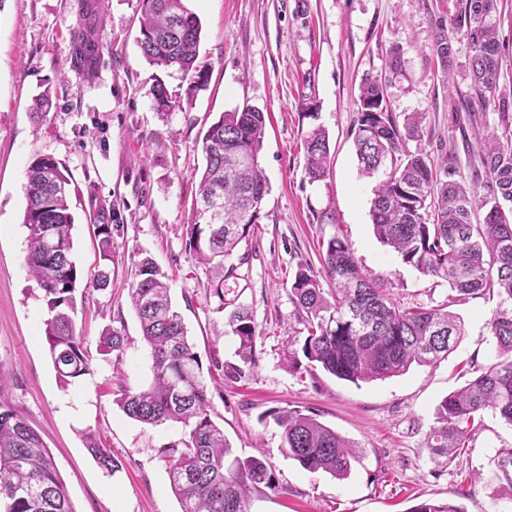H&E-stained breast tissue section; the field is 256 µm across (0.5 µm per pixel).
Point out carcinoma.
<instances>
[{
    "label": "carcinoma",
    "instance_id": "obj_1",
    "mask_svg": "<svg viewBox=\"0 0 512 512\" xmlns=\"http://www.w3.org/2000/svg\"><path fill=\"white\" fill-rule=\"evenodd\" d=\"M456 2L451 27L437 25L434 52L443 74H448L454 57L448 30L464 32L470 48V120L482 126V110L494 103L502 108L499 128L483 126L479 132L472 172L487 194L478 195L463 179L454 154L434 162L421 150L405 148L406 140L420 137L422 117L411 115L398 123L385 101L383 75L370 76L362 84L352 132L362 176L374 177L385 164L393 169L380 180L371 200L376 238L393 248L403 263L446 280L448 303L398 305L363 274L349 247L333 236L326 242L321 270L300 265L293 275L290 296L307 336L301 352L288 356L294 369L303 357L311 369L352 383L399 376L414 363L430 365L447 356L465 334L450 306L496 292L500 303L488 323L494 357L479 375L441 401L437 425L427 434L429 453L450 459L466 448L481 413L490 411L512 426V113L499 89L498 0ZM201 38L200 19L184 0H141L137 43L142 55L152 64L176 69L184 79L193 78V89L205 83V72L196 65ZM99 56L94 30L77 28L72 34V67L92 76ZM151 95L161 112L174 103L160 82ZM265 129V112L246 106L222 113L202 137L205 167L194 206L219 196L221 220L204 224L194 214L186 235L197 262L213 272L214 294L221 300L224 261L257 223L269 191L259 165ZM303 148L308 178L326 177V130L312 129ZM70 186L67 169L52 156L35 159L27 169L26 263L43 291L49 311L45 340L65 384L90 371L87 348L73 320L83 274L74 259ZM97 229L101 260L110 261L112 225L99 224ZM129 298L150 349L152 378L136 390L119 386L114 403L140 423L171 421L186 428L179 441L164 448L180 512H249L252 495L276 488L274 473L259 457L233 455L224 430L211 418L200 356L172 305L165 275L151 258L137 263ZM229 325L238 351L252 348L250 312L243 307L233 310ZM103 344L119 353L125 337L108 329ZM271 417L283 429L286 454L304 469L340 480L360 462L355 446L316 418L295 408L275 411ZM87 448L107 473L121 469L111 450L91 434ZM485 481L498 501L512 505V447L497 450ZM0 507L3 512H74L42 438L1 400Z\"/></svg>",
    "mask_w": 512,
    "mask_h": 512
}]
</instances>
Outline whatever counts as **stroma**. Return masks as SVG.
I'll list each match as a JSON object with an SVG mask.
<instances>
[{
  "instance_id": "obj_1",
  "label": "stroma",
  "mask_w": 512,
  "mask_h": 512,
  "mask_svg": "<svg viewBox=\"0 0 512 512\" xmlns=\"http://www.w3.org/2000/svg\"><path fill=\"white\" fill-rule=\"evenodd\" d=\"M140 0H105L87 19L81 0H0V399L22 415L52 453L75 512H179L164 447L179 440L177 423L150 426L113 402L124 384L151 378L150 350L128 300L136 262L151 256L168 274L170 295L200 355L211 416L235 455L270 464L277 487L253 497L249 512H410L418 503L459 512H502L480 479L512 426L491 413L455 460L431 458L426 438L440 402L467 383L461 371L489 363L488 321L499 299L486 295L455 307L465 334L447 359L403 375L358 384L288 365L300 325L289 296L298 265L320 266L323 243L339 236L364 273L401 306L436 305L445 280L404 264L373 234L376 180L361 176L352 128L360 87L385 72L398 48L400 68L386 84L397 117L424 116L420 139L407 141L437 161L455 153L470 177L479 150L465 106L469 44L454 38L455 61L442 76L433 51L436 24L455 0H187L202 23L203 89L142 56ZM94 23L100 60L93 80L73 69L74 30ZM176 104L158 112L156 83ZM49 93L51 106L34 113ZM255 105L267 114L259 161L270 189L248 237L226 260L224 294L187 245L191 191L204 166L201 138L221 113ZM329 134L331 168L320 181L305 173L303 139ZM49 155L71 175L72 230L83 274L99 262L97 211L112 226L110 284L88 291L76 317L91 359L89 374L62 385L44 338L49 313L25 263L26 170ZM238 307L252 313L250 360L228 325ZM121 331V353L105 352L106 329ZM316 416L362 452L348 478L311 472L288 458L272 410ZM111 448L122 468L107 474L92 459L85 433Z\"/></svg>"
}]
</instances>
